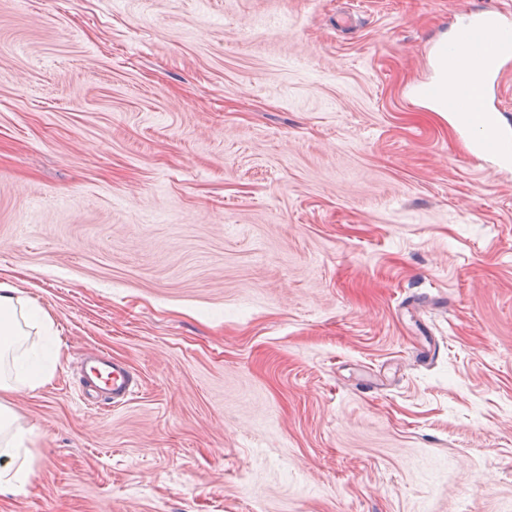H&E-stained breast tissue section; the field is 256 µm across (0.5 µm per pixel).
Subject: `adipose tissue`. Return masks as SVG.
Returning a JSON list of instances; mask_svg holds the SVG:
<instances>
[{"label":"adipose tissue","instance_id":"adipose-tissue-1","mask_svg":"<svg viewBox=\"0 0 512 512\" xmlns=\"http://www.w3.org/2000/svg\"><path fill=\"white\" fill-rule=\"evenodd\" d=\"M52 326L37 301L0 281V493H24L32 476L33 432L19 422L10 398L44 385V367L28 342L35 332L50 335Z\"/></svg>","mask_w":512,"mask_h":512}]
</instances>
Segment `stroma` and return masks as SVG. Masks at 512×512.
Segmentation results:
<instances>
[{
  "label": "stroma",
  "mask_w": 512,
  "mask_h": 512,
  "mask_svg": "<svg viewBox=\"0 0 512 512\" xmlns=\"http://www.w3.org/2000/svg\"><path fill=\"white\" fill-rule=\"evenodd\" d=\"M491 7L0 0V280L61 343L0 512H512V163L408 94ZM104 374L106 377L103 376ZM86 375L87 382L109 395L113 405L121 403L132 392L133 377L130 372L107 358L92 361L87 367ZM94 378L101 381L104 386L98 384Z\"/></svg>",
  "instance_id": "35a3bbf8"
}]
</instances>
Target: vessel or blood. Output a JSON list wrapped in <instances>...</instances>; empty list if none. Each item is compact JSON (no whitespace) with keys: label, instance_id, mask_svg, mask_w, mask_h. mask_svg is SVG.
I'll list each match as a JSON object with an SVG mask.
<instances>
[{"label":"vessel or blood","instance_id":"1","mask_svg":"<svg viewBox=\"0 0 512 512\" xmlns=\"http://www.w3.org/2000/svg\"><path fill=\"white\" fill-rule=\"evenodd\" d=\"M512 61V20L498 8L466 13L458 43L448 49L449 73L468 70L469 78L450 81L447 106L464 128L474 130L476 149L485 155L512 159V139L487 119L490 86L499 84L503 64ZM91 379L101 380L110 398L124 399L131 393L133 378L123 366L106 358L92 361L86 370Z\"/></svg>","mask_w":512,"mask_h":512}]
</instances>
